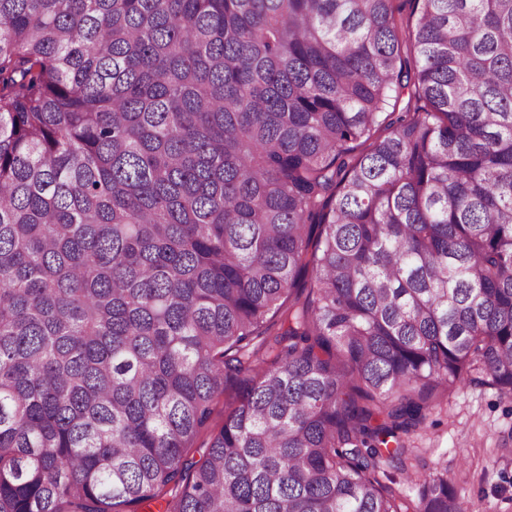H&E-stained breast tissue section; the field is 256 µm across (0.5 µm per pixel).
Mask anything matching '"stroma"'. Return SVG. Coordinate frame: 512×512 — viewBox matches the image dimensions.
Segmentation results:
<instances>
[{"instance_id":"1","label":"stroma","mask_w":512,"mask_h":512,"mask_svg":"<svg viewBox=\"0 0 512 512\" xmlns=\"http://www.w3.org/2000/svg\"><path fill=\"white\" fill-rule=\"evenodd\" d=\"M406 444L403 463L378 474L401 497L416 498L414 476L444 472L475 512H512V399L485 384L482 373L436 397Z\"/></svg>"}]
</instances>
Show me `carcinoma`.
<instances>
[{"instance_id": "carcinoma-1", "label": "carcinoma", "mask_w": 512, "mask_h": 512, "mask_svg": "<svg viewBox=\"0 0 512 512\" xmlns=\"http://www.w3.org/2000/svg\"><path fill=\"white\" fill-rule=\"evenodd\" d=\"M411 2L0 0V512H468L376 471L512 395V0Z\"/></svg>"}]
</instances>
